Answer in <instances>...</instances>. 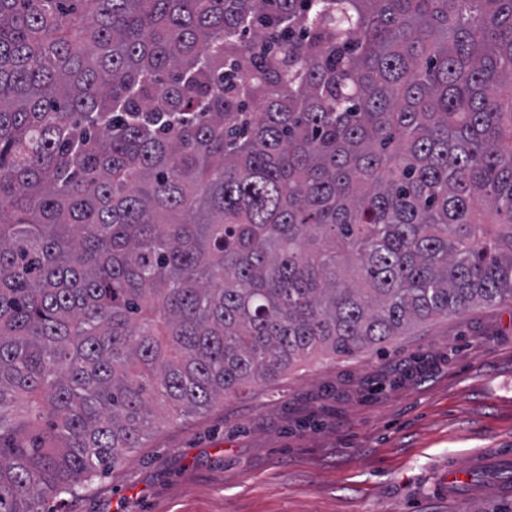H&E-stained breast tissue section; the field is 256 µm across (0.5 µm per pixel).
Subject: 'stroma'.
Instances as JSON below:
<instances>
[{
    "label": "stroma",
    "mask_w": 512,
    "mask_h": 512,
    "mask_svg": "<svg viewBox=\"0 0 512 512\" xmlns=\"http://www.w3.org/2000/svg\"><path fill=\"white\" fill-rule=\"evenodd\" d=\"M512 449V302L433 320L385 351L299 363L184 415L50 512H512L449 466Z\"/></svg>",
    "instance_id": "obj_1"
}]
</instances>
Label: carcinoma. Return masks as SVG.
<instances>
[{
	"mask_svg": "<svg viewBox=\"0 0 512 512\" xmlns=\"http://www.w3.org/2000/svg\"><path fill=\"white\" fill-rule=\"evenodd\" d=\"M511 300L512 0H0V512Z\"/></svg>",
	"mask_w": 512,
	"mask_h": 512,
	"instance_id": "1",
	"label": "carcinoma"
}]
</instances>
